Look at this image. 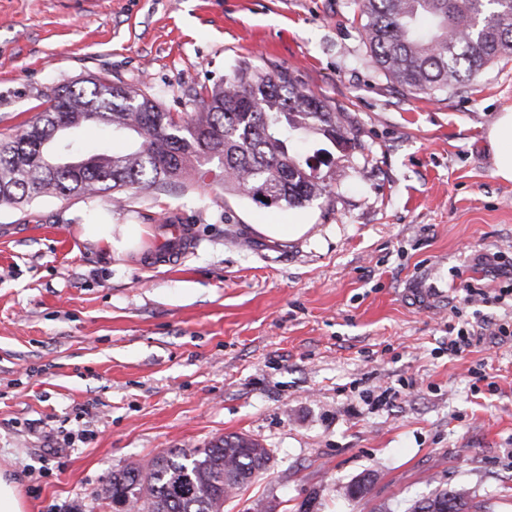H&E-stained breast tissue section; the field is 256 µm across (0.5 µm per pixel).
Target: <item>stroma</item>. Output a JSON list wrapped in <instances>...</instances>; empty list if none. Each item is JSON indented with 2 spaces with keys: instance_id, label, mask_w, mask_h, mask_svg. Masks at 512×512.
<instances>
[{
  "instance_id": "35a3bbf8",
  "label": "stroma",
  "mask_w": 512,
  "mask_h": 512,
  "mask_svg": "<svg viewBox=\"0 0 512 512\" xmlns=\"http://www.w3.org/2000/svg\"><path fill=\"white\" fill-rule=\"evenodd\" d=\"M241 63L340 109L335 180L303 208L216 181L1 206L0 471L25 512H114V470L237 433L271 458L224 512H405L438 487L512 512V338L441 349L449 325L512 318L459 289L512 272V182L485 138L512 60L412 95L355 0H0V138L60 85L105 76L186 113ZM92 220L140 225L137 251L82 240ZM175 224L192 244L171 257ZM432 275L448 301L422 310L407 291ZM383 386L390 404L365 403Z\"/></svg>"
}]
</instances>
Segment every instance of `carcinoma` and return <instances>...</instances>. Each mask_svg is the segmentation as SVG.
Listing matches in <instances>:
<instances>
[{"label":"carcinoma","mask_w":512,"mask_h":512,"mask_svg":"<svg viewBox=\"0 0 512 512\" xmlns=\"http://www.w3.org/2000/svg\"><path fill=\"white\" fill-rule=\"evenodd\" d=\"M376 67L408 91L445 90L475 80L487 64L512 58V0H356ZM195 111L178 115L132 85L106 80L63 85L20 134L0 140V205L60 197H112L200 184L217 162L224 191L255 204L301 208L326 185L313 155L293 148L299 132L349 141L340 112L284 68L235 67L230 80L196 93ZM102 125L130 141L127 152L88 162L44 163L62 132ZM270 452L241 434L206 448H175L146 465L112 472L106 489L129 512H224V503L265 469ZM407 512H482L463 487L438 489Z\"/></svg>","instance_id":"obj_1"}]
</instances>
